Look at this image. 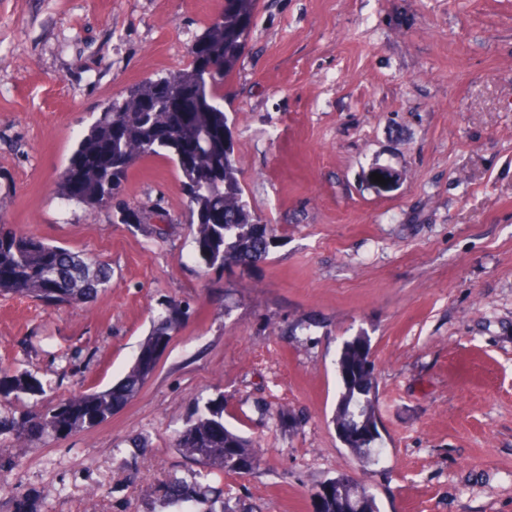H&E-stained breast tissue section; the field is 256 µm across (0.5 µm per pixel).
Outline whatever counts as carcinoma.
<instances>
[{"instance_id":"1","label":"carcinoma","mask_w":512,"mask_h":512,"mask_svg":"<svg viewBox=\"0 0 512 512\" xmlns=\"http://www.w3.org/2000/svg\"><path fill=\"white\" fill-rule=\"evenodd\" d=\"M256 0H226L224 23H212L192 48L216 55L219 76L206 79L199 66L181 69L130 87L112 99L78 142L68 166L80 179L60 176L57 195L92 209L114 200L129 169L140 159L171 160L187 193L185 223L196 226L198 258L209 268H249L269 253L273 227L243 199L219 85L237 65L244 36L254 18ZM102 262L19 235L0 225V296L30 298L47 305L85 302L111 282ZM164 313L140 345L127 375L112 386L59 402L47 413L0 418L7 431L24 442L69 434L104 422L133 399L154 373L150 359L169 346L173 332L188 316L187 307ZM339 392L333 423L345 448L360 460L380 462L383 449L375 406V377L370 338L359 334L342 342L335 360ZM42 384L23 373H0V397L36 394ZM176 446L186 456L224 474L256 471L261 451L250 439L224 425V399L195 408V418L178 431ZM317 512H380L375 496L347 474L325 482ZM159 500L175 512H202L209 487L198 480L172 477L162 482Z\"/></svg>"}]
</instances>
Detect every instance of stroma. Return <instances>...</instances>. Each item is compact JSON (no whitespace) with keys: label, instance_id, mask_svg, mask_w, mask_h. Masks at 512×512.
<instances>
[{"label":"stroma","instance_id":"stroma-1","mask_svg":"<svg viewBox=\"0 0 512 512\" xmlns=\"http://www.w3.org/2000/svg\"><path fill=\"white\" fill-rule=\"evenodd\" d=\"M223 12L224 0H0V224L112 270L83 303L0 297V369L44 386L0 400V417L111 385L166 302L190 305L109 419L46 442L0 435V512L19 491L38 512H169L158 483L206 470L175 433L219 397L263 460L209 482L257 512H315L313 488L341 474L381 512H512V0H256L221 89L244 198L274 227L247 271L198 263L168 159L129 171L122 199L144 224L55 196L112 98L190 66ZM361 331L377 465L354 460L332 422L336 353ZM283 411L297 429L276 426Z\"/></svg>","mask_w":512,"mask_h":512}]
</instances>
